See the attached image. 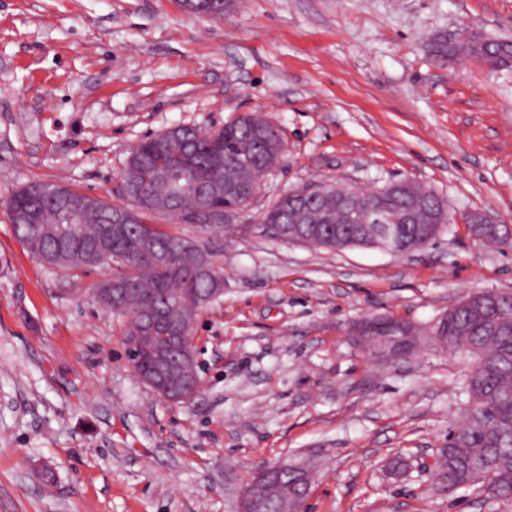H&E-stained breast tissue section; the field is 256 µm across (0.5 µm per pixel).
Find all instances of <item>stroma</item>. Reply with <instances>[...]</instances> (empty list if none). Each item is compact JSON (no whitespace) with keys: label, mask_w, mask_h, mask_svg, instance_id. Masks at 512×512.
Masks as SVG:
<instances>
[{"label":"stroma","mask_w":512,"mask_h":512,"mask_svg":"<svg viewBox=\"0 0 512 512\" xmlns=\"http://www.w3.org/2000/svg\"><path fill=\"white\" fill-rule=\"evenodd\" d=\"M461 30L512 40V0H230L221 19L178 0H0V512H236L255 469L281 461L309 467L306 512H512L432 488L469 360L426 344L377 363L349 334L512 292V250L466 220L512 224V67L433 53ZM253 112L285 152L228 235L181 229L223 266L224 293L197 317L199 394L172 404L95 299L111 266L44 267L7 201L50 181L120 203L140 140ZM404 178L457 215L412 253L261 230L288 190ZM380 317V325L375 327V321L368 322L366 320L358 321L356 325L352 329V333L354 336L360 338L361 341L366 339H371L373 336H394L389 333L396 331V326L399 325L404 320L401 318H397L394 316L384 315ZM374 330V335L372 334Z\"/></svg>","instance_id":"obj_1"}]
</instances>
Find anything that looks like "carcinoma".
<instances>
[{
    "mask_svg": "<svg viewBox=\"0 0 512 512\" xmlns=\"http://www.w3.org/2000/svg\"><path fill=\"white\" fill-rule=\"evenodd\" d=\"M441 56L487 57L499 66L512 64V42L495 40L463 31L448 34L435 46ZM270 123L259 115H246L227 122L217 130L205 132L182 126L174 132L163 131L150 135L131 149L122 172L127 183L128 203L141 193H148L153 204L144 208L133 224H121L112 235L101 234L110 212L105 200L90 207L77 224L67 223L46 200L16 191L7 203L8 213L37 208L41 224H16L17 235L27 236L37 243L29 251L39 260L46 253L58 251V242L51 236L38 235L40 226L52 224L65 232L68 240L63 251L49 266L57 270L94 267L96 261L87 258L85 248L97 243L111 261L116 263L112 282L125 289L123 298L112 305V313L125 318L124 335L136 340L137 370L150 371L157 356L167 345L164 326L147 332L144 329L145 311L162 299L172 322H194L197 316V297L216 294L224 289V272L211 253L203 247L188 246L186 236L172 225L153 224L156 214L165 215L199 230L206 225L195 223L197 201L190 193L174 195L171 188L157 180L158 163L175 162L185 156L193 159V175L215 185L209 196L211 207L228 212L247 209L251 201L246 196H234L230 187L246 188L260 175V166L246 162V157L259 154L263 162L278 157L282 141L269 153H261L256 139L268 130ZM393 183H384L383 199L393 209L417 207L416 220L408 225L410 237L418 240L421 249L433 239L429 224L434 211L429 199L440 204L435 193L411 182L401 193L389 194ZM298 205L294 196H281L263 215V226L273 236L281 237L289 225L288 214ZM307 226L311 232L306 243L336 248V235L327 228L348 226L344 209L336 206V197L326 204L310 207ZM481 240L503 249H512V237L505 227L488 228ZM427 339L429 344L465 353L477 363L475 372L467 374L464 392L468 405L464 418L448 432V444L438 450L433 479L443 490L471 488L488 480L486 495L493 500H512V297L481 316L459 307L448 311V321L438 320L427 330L419 331L416 340Z\"/></svg>",
    "mask_w": 512,
    "mask_h": 512,
    "instance_id": "obj_1",
    "label": "carcinoma"
}]
</instances>
